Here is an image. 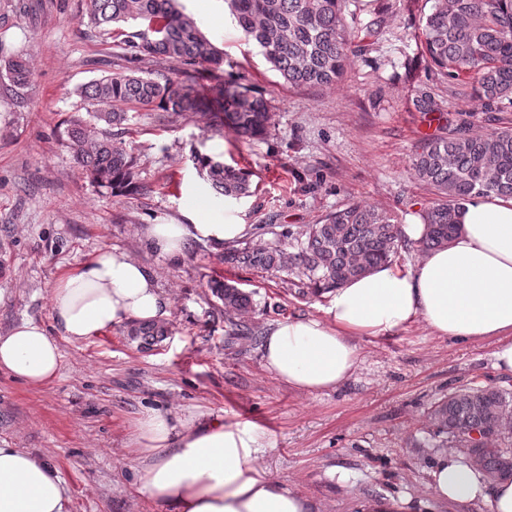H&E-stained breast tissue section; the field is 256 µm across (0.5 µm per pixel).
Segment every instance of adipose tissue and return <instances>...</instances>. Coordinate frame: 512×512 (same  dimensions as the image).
I'll list each match as a JSON object with an SVG mask.
<instances>
[{"label": "adipose tissue", "mask_w": 512, "mask_h": 512, "mask_svg": "<svg viewBox=\"0 0 512 512\" xmlns=\"http://www.w3.org/2000/svg\"><path fill=\"white\" fill-rule=\"evenodd\" d=\"M461 228L408 270L381 264L326 292L318 315L271 325L264 368L308 394L335 389L360 362L358 339L395 334L415 322L451 342L497 338L496 366L512 372V199L465 203ZM243 224H149L143 235L162 253L191 241L232 242ZM171 297L130 254L102 250L51 287L54 328L25 320L0 335V371L31 386L55 380L61 342L75 345L131 321L159 323ZM254 427L222 416H173L155 409L138 419L131 452L142 466L136 491L158 512H313L301 492L268 476ZM428 488L444 502L512 512V482H488L457 450L442 452ZM65 480L44 456L0 446V512H70Z\"/></svg>", "instance_id": "adipose-tissue-1"}]
</instances>
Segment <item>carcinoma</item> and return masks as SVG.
Listing matches in <instances>:
<instances>
[{
  "label": "carcinoma",
  "mask_w": 512,
  "mask_h": 512,
  "mask_svg": "<svg viewBox=\"0 0 512 512\" xmlns=\"http://www.w3.org/2000/svg\"><path fill=\"white\" fill-rule=\"evenodd\" d=\"M88 19L113 37L124 24L144 21L117 42L130 67L95 79L78 90L90 109L73 113L63 131L75 160L90 182L114 196L140 191L136 160L113 128L129 121V108L167 112L186 118L208 115L217 132L226 128L242 139L265 135L273 120L267 100L251 88L224 81L216 71L224 51L200 29L179 0H84ZM344 0H224L248 40L261 48L272 68L290 85L326 87L341 81L351 65V34L345 24ZM419 27L420 54L427 67L448 78V86L488 112L512 105V0H430ZM162 56L186 67L183 78L143 75L136 63ZM5 76L16 87H28L31 73L23 56L4 63ZM190 160L218 196L239 199L251 193L249 174L199 150ZM418 178L436 199L422 208L424 251L448 245L460 230L461 206L494 194L512 198V128L487 135L469 133L463 114L448 118V135L425 141L412 159ZM296 245L291 252L288 246ZM405 245L392 213L352 201L331 212L320 224L302 231L257 228L250 237L224 247V264L241 269L284 272L321 295L373 267L390 263ZM224 303L227 336L256 337L259 326L244 320L251 296L231 283L214 285ZM130 336L167 335V329L134 321ZM424 424L457 448H472L475 466L488 480L503 478L512 468V390L474 384L432 405Z\"/></svg>",
  "instance_id": "1"
}]
</instances>
